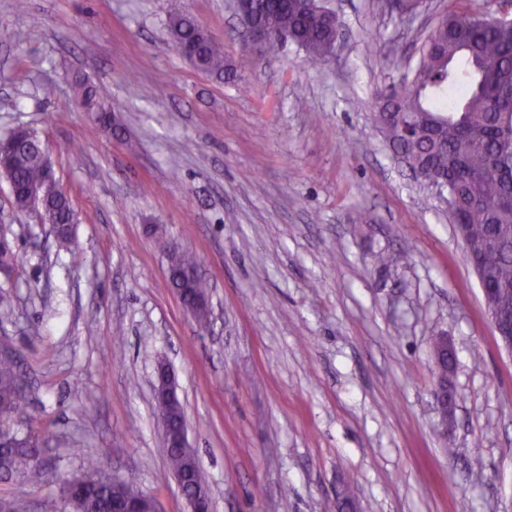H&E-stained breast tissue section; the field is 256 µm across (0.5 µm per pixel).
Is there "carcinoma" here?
<instances>
[{
  "mask_svg": "<svg viewBox=\"0 0 512 512\" xmlns=\"http://www.w3.org/2000/svg\"><path fill=\"white\" fill-rule=\"evenodd\" d=\"M265 22L288 32L313 62L331 56L336 44L333 29L324 26L313 2L283 9L279 0H256ZM172 40L199 46L200 70L231 77L234 66L224 59L213 38L192 18H170ZM75 96L94 121L112 128V108L87 80L74 82ZM373 120L391 150L419 178H448V192L456 203V223L466 242L478 251L496 288L498 305L512 312V24L494 19L492 11L466 9L446 17L422 46L412 77L382 95ZM0 174L17 190L13 200L28 208L33 198L49 206L58 219L60 246L71 249L72 204L58 186L44 180L40 140L32 130L16 142L9 164ZM171 288H190L208 294L202 279L181 283L177 274L196 265L195 257L173 246L168 253ZM22 377L14 357L0 358V423L13 433L16 446L0 447V474L29 481L49 478L35 458L36 440L19 435ZM172 473L187 480L193 492L209 491L197 459L180 448L168 449ZM143 495L131 480L109 476L86 477L82 512H112V502Z\"/></svg>",
  "mask_w": 512,
  "mask_h": 512,
  "instance_id": "obj_1",
  "label": "carcinoma"
}]
</instances>
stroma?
Returning <instances> with one entry per match:
<instances>
[{
    "mask_svg": "<svg viewBox=\"0 0 512 512\" xmlns=\"http://www.w3.org/2000/svg\"><path fill=\"white\" fill-rule=\"evenodd\" d=\"M485 0H328L342 28L321 65L289 43L253 51L232 0H0V135L43 142L78 222L75 253L16 211L0 176V349L52 480L0 495L64 501L88 470L133 480L161 512H190L153 395L175 374L213 512H512V355L503 350L446 202L375 127L381 91L414 67L444 15ZM194 18L235 80L183 59L173 12ZM84 74L117 131L77 105ZM366 223H356L357 214ZM210 283L208 327L172 292L167 245ZM393 258L374 263L378 252ZM455 353L449 413L432 342Z\"/></svg>",
    "mask_w": 512,
    "mask_h": 512,
    "instance_id": "stroma-1",
    "label": "stroma"
}]
</instances>
